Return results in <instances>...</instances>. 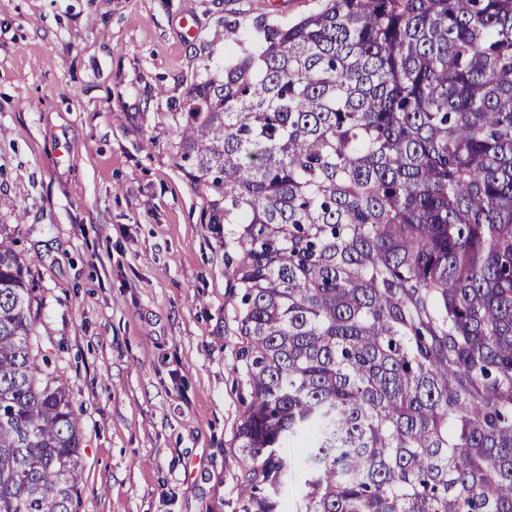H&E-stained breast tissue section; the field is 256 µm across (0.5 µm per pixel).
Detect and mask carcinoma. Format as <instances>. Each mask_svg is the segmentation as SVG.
Wrapping results in <instances>:
<instances>
[{"mask_svg":"<svg viewBox=\"0 0 512 512\" xmlns=\"http://www.w3.org/2000/svg\"><path fill=\"white\" fill-rule=\"evenodd\" d=\"M256 40L178 131L237 225L239 512H512V0H322ZM33 291L0 224V512H77Z\"/></svg>","mask_w":512,"mask_h":512,"instance_id":"carcinoma-1","label":"carcinoma"}]
</instances>
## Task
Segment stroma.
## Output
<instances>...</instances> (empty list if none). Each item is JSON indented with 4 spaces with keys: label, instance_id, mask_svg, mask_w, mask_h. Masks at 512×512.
<instances>
[{
    "label": "stroma",
    "instance_id": "obj_1",
    "mask_svg": "<svg viewBox=\"0 0 512 512\" xmlns=\"http://www.w3.org/2000/svg\"><path fill=\"white\" fill-rule=\"evenodd\" d=\"M319 5L0 0V224L80 414L79 512H239L233 227L180 166L176 106L256 22Z\"/></svg>",
    "mask_w": 512,
    "mask_h": 512
}]
</instances>
